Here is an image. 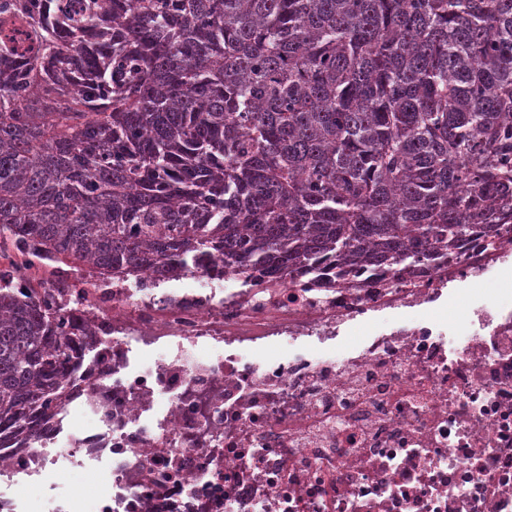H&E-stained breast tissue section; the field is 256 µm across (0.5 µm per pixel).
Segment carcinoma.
I'll use <instances>...</instances> for the list:
<instances>
[{"mask_svg":"<svg viewBox=\"0 0 512 512\" xmlns=\"http://www.w3.org/2000/svg\"><path fill=\"white\" fill-rule=\"evenodd\" d=\"M0 239L112 278L418 259L512 219V0H0ZM0 270V433L82 355Z\"/></svg>","mask_w":512,"mask_h":512,"instance_id":"carcinoma-1","label":"carcinoma"}]
</instances>
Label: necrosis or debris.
Here are the masks:
<instances>
[{
	"instance_id": "obj_1",
	"label": "necrosis or debris",
	"mask_w": 512,
	"mask_h": 512,
	"mask_svg": "<svg viewBox=\"0 0 512 512\" xmlns=\"http://www.w3.org/2000/svg\"><path fill=\"white\" fill-rule=\"evenodd\" d=\"M82 308L64 407L0 440V480L100 471L86 512H512V223L261 288L208 253Z\"/></svg>"
}]
</instances>
